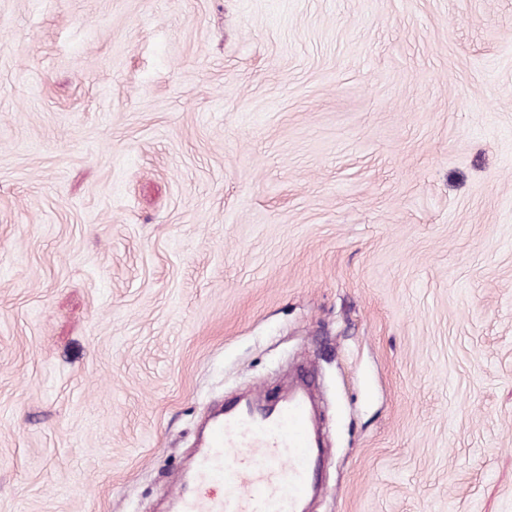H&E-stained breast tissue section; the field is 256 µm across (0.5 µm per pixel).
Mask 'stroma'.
<instances>
[{
    "label": "stroma",
    "instance_id": "1",
    "mask_svg": "<svg viewBox=\"0 0 512 512\" xmlns=\"http://www.w3.org/2000/svg\"><path fill=\"white\" fill-rule=\"evenodd\" d=\"M304 369L315 512H512V0H0V512Z\"/></svg>",
    "mask_w": 512,
    "mask_h": 512
}]
</instances>
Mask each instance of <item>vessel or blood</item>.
I'll return each mask as SVG.
<instances>
[{"label": "vessel or blood", "mask_w": 512, "mask_h": 512, "mask_svg": "<svg viewBox=\"0 0 512 512\" xmlns=\"http://www.w3.org/2000/svg\"><path fill=\"white\" fill-rule=\"evenodd\" d=\"M308 393L300 386L266 415L238 402L215 416L171 491L174 512H306L320 465Z\"/></svg>", "instance_id": "obj_1"}]
</instances>
